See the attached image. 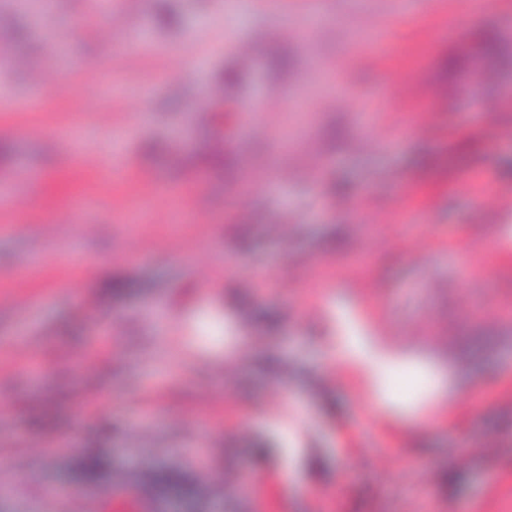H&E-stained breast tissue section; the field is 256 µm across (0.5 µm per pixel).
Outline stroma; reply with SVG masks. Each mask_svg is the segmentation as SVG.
Returning a JSON list of instances; mask_svg holds the SVG:
<instances>
[{
    "label": "stroma",
    "instance_id": "stroma-1",
    "mask_svg": "<svg viewBox=\"0 0 512 512\" xmlns=\"http://www.w3.org/2000/svg\"><path fill=\"white\" fill-rule=\"evenodd\" d=\"M0 52V512H95L152 467L202 489L158 512H512V260L456 245L512 190V0H0ZM348 273L445 378L403 453L324 358Z\"/></svg>",
    "mask_w": 512,
    "mask_h": 512
}]
</instances>
